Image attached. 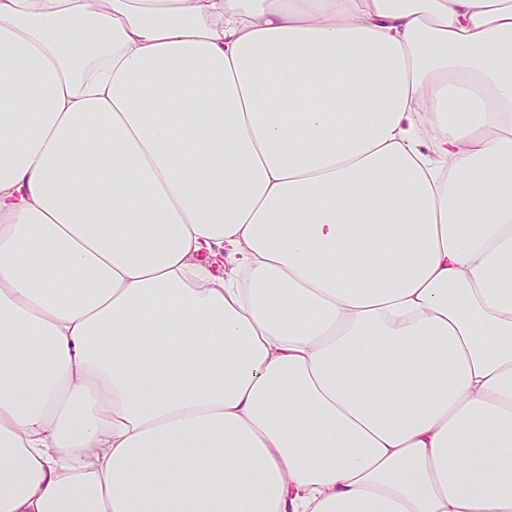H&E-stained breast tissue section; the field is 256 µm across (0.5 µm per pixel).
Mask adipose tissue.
<instances>
[{
  "instance_id": "adipose-tissue-1",
  "label": "adipose tissue",
  "mask_w": 512,
  "mask_h": 512,
  "mask_svg": "<svg viewBox=\"0 0 512 512\" xmlns=\"http://www.w3.org/2000/svg\"><path fill=\"white\" fill-rule=\"evenodd\" d=\"M0 512H512V0H0Z\"/></svg>"
}]
</instances>
